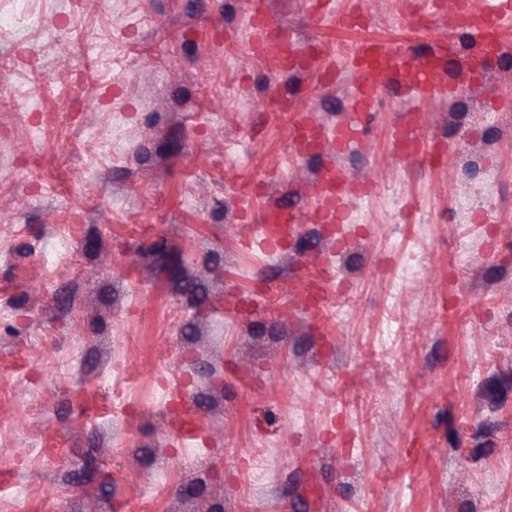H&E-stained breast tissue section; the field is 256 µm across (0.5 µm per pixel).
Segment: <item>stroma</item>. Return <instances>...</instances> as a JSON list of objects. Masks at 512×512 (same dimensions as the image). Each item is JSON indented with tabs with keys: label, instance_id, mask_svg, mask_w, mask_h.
I'll return each mask as SVG.
<instances>
[{
	"label": "stroma",
	"instance_id": "stroma-1",
	"mask_svg": "<svg viewBox=\"0 0 512 512\" xmlns=\"http://www.w3.org/2000/svg\"><path fill=\"white\" fill-rule=\"evenodd\" d=\"M468 2L0 0V512H512V29ZM438 38L425 96L352 57ZM512 25V11L491 13L489 21L471 28V35L474 40L480 43L493 44V33L496 30L510 28Z\"/></svg>",
	"mask_w": 512,
	"mask_h": 512
}]
</instances>
